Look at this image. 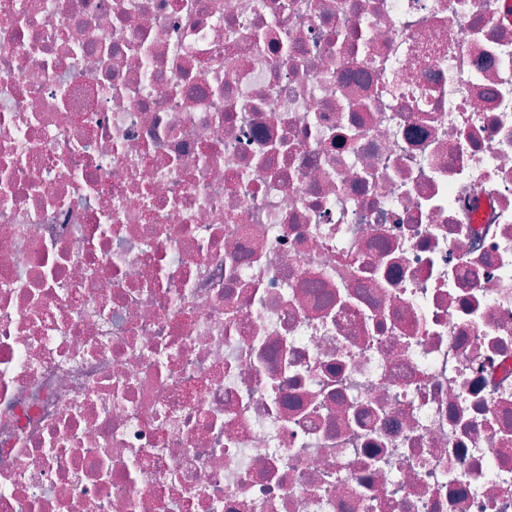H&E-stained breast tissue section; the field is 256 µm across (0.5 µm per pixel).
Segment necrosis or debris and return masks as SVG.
<instances>
[{"label": "necrosis or debris", "instance_id": "4bbe7bcc", "mask_svg": "<svg viewBox=\"0 0 512 512\" xmlns=\"http://www.w3.org/2000/svg\"><path fill=\"white\" fill-rule=\"evenodd\" d=\"M512 0H0V512H512Z\"/></svg>", "mask_w": 512, "mask_h": 512}]
</instances>
